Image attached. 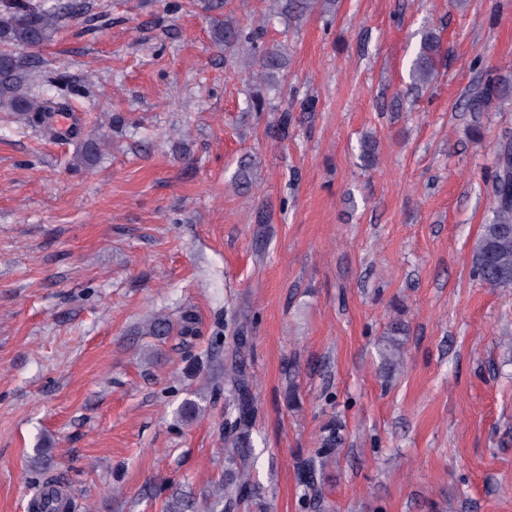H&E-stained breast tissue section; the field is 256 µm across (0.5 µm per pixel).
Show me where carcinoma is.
I'll use <instances>...</instances> for the list:
<instances>
[{
  "label": "carcinoma",
  "instance_id": "cac0c4a2",
  "mask_svg": "<svg viewBox=\"0 0 512 512\" xmlns=\"http://www.w3.org/2000/svg\"><path fill=\"white\" fill-rule=\"evenodd\" d=\"M339 0H277L273 6L277 15H305L318 11L323 16L337 12ZM80 0H67L63 5L48 8L32 0H0V91L9 95L10 105L23 112L40 115L51 109V102L30 100L23 96L22 77L30 62L11 50L13 46L38 47L54 34L58 19L65 13L77 17L81 13ZM216 39L231 54L249 61L254 70L249 74L253 82L250 103L262 112L266 99L260 87L278 77L285 66V58L275 47L258 45L255 31L231 16L215 24ZM442 46L436 33L428 30L422 34L419 47L411 61L409 73L416 88L430 84L437 57ZM492 101L499 105L512 103V88L493 82L485 88L480 103ZM499 171L494 186L492 216L483 225L473 250V268L480 280L494 290L512 289V143L501 146L498 153ZM405 327L395 322L377 344L381 368L391 371L406 357ZM224 444L227 448L228 467L205 494L204 510H199L196 497L175 494L165 501L164 512H233L243 500L257 496L251 483L246 461L252 450L254 429L253 401L249 397V384L235 366L224 371ZM342 425L332 420L322 430L319 450L309 456L301 466L303 497L311 512H332L324 493L326 470L331 461L340 455L344 438ZM60 493L46 487L40 492L39 512H62Z\"/></svg>",
  "mask_w": 512,
  "mask_h": 512
}]
</instances>
